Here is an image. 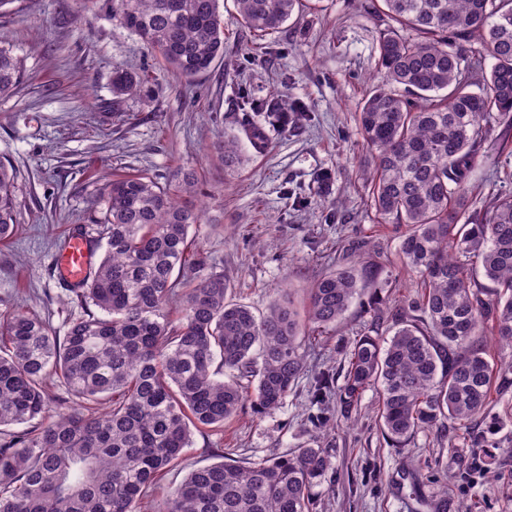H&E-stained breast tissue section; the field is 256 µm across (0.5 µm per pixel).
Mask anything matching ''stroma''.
<instances>
[{
    "instance_id": "obj_1",
    "label": "stroma",
    "mask_w": 512,
    "mask_h": 512,
    "mask_svg": "<svg viewBox=\"0 0 512 512\" xmlns=\"http://www.w3.org/2000/svg\"><path fill=\"white\" fill-rule=\"evenodd\" d=\"M371 0H322L318 12L290 19L257 37L222 0L224 56L189 79L151 53L112 18L105 0H12L0 9V31L25 64L15 94L0 98V160L16 170L15 237L0 243V311L38 314L63 330L71 309L57 255L70 227L94 226L105 211L112 179L146 175L176 188L193 174L198 191L187 203L200 212L190 235L223 274L229 296L254 312L292 300L303 307L310 284L353 261L350 240L375 247L395 301L411 277L398 260L399 238L377 223L362 171L374 166L364 147L358 111L384 86L377 45L388 25L368 11ZM145 82L140 94L118 96L112 72ZM279 92L303 104L302 124L271 132L267 150L242 143L243 164L224 163V141L237 135L242 100ZM470 182L483 191L512 190V155L475 166ZM359 306L307 353L309 369H338V340L355 336ZM301 378L277 409L243 410L223 430L194 433L180 465L163 486H178L195 468L216 463L214 449L258 462L296 450L327 433L333 474L319 489L318 512H432L423 499L448 491V512H512V427L500 431L494 458L478 448L449 450L437 429L418 432L404 449L383 437L378 395L367 390L356 421L336 404L310 400Z\"/></svg>"
}]
</instances>
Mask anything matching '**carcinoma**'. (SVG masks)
Wrapping results in <instances>:
<instances>
[{
  "label": "carcinoma",
  "instance_id": "carcinoma-1",
  "mask_svg": "<svg viewBox=\"0 0 512 512\" xmlns=\"http://www.w3.org/2000/svg\"><path fill=\"white\" fill-rule=\"evenodd\" d=\"M392 25L378 37L389 89L362 103L373 153L366 179L380 224L401 231L398 257L417 291L363 311L342 351L343 382L328 370L312 399H336L349 418L378 393L381 430L394 448L433 426L491 446L512 424V360L488 359V337L512 347V192L469 191L479 159L512 153V0H379ZM112 18L185 77L224 57L220 0H108ZM251 32L266 35L311 0H236ZM478 46H472V42ZM492 60L490 70L485 61ZM25 77L0 32V97ZM117 95L141 79L112 72ZM254 149L266 126L306 119L275 91L243 103ZM501 127L489 138L491 125ZM16 172L0 161V242L16 232ZM92 239L98 266L69 289L78 310L59 335L42 318L0 313V512H316L332 448L317 438L260 462L230 459L192 470L155 497L192 446L245 405L283 404L306 370V351L344 319L380 276L373 260L343 264L314 282L303 311L291 302L255 314L228 298L224 275L186 279L206 264L189 229L200 214L144 176L107 185ZM307 334H302V330ZM79 407L49 414L48 383ZM25 429L13 431L15 425Z\"/></svg>",
  "mask_w": 512,
  "mask_h": 512
}]
</instances>
